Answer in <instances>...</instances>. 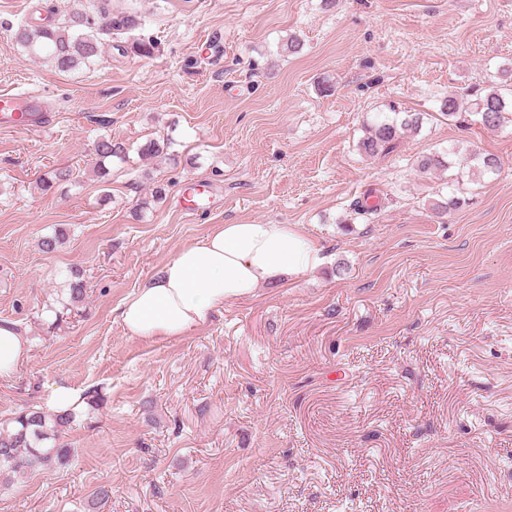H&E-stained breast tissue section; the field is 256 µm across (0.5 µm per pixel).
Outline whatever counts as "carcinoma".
<instances>
[{
    "label": "carcinoma",
    "mask_w": 512,
    "mask_h": 512,
    "mask_svg": "<svg viewBox=\"0 0 512 512\" xmlns=\"http://www.w3.org/2000/svg\"><path fill=\"white\" fill-rule=\"evenodd\" d=\"M108 0H95L93 10L75 12L54 22H25L13 31L14 44L29 55L49 61L58 70L67 72L88 68L97 64L104 47L103 36H120L138 29L141 19L134 11L113 13ZM123 53L139 57H150L157 50L154 40L136 39L127 45H117ZM471 100L470 115L474 122L489 131L502 127L506 115H512V60L498 64L494 70H486L482 79L463 92H451L440 104V115L456 120L465 111L466 100ZM388 110L394 116L376 117L364 125V134L356 143L358 153L367 158L385 157L397 150L399 138L405 133H417L422 128L424 115L421 112L398 110L391 104ZM169 148V143L151 139L138 149L143 160L157 158ZM95 171L100 181L107 182L110 174L108 164L114 160L126 163L129 148L123 142L102 135L95 139L92 149ZM416 170L421 174L448 171L453 167L450 154L430 152L416 157ZM501 171L499 158L492 153L473 152L468 157V176L471 178L494 177ZM73 171L68 167L52 170L41 180L45 190L72 179ZM375 190L350 205L356 215H371L377 212L379 203L374 201ZM466 203V198L452 195L441 201L430 203L431 210L443 218L448 212ZM74 418L70 414H49L41 409H28L14 417L0 420V471L15 475L37 472L53 463L63 462L69 449L62 445L46 447L69 427Z\"/></svg>",
    "instance_id": "1"
}]
</instances>
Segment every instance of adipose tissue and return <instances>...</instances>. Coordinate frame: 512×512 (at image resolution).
Wrapping results in <instances>:
<instances>
[{"label":"adipose tissue","mask_w":512,"mask_h":512,"mask_svg":"<svg viewBox=\"0 0 512 512\" xmlns=\"http://www.w3.org/2000/svg\"><path fill=\"white\" fill-rule=\"evenodd\" d=\"M320 248L288 224H218L198 242L179 248L158 273L127 298L118 319L133 336L189 335L225 302L251 296L266 283L320 265ZM31 353L17 325L0 321V376Z\"/></svg>","instance_id":"adipose-tissue-1"}]
</instances>
